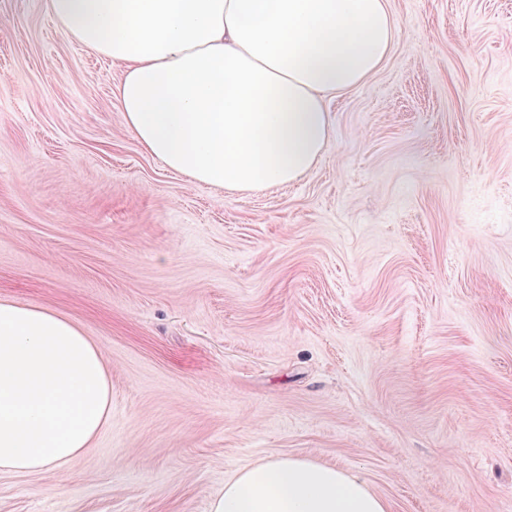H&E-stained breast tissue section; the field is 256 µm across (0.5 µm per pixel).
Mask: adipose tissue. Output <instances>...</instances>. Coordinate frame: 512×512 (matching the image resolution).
<instances>
[{"label":"adipose tissue","instance_id":"adipose-tissue-1","mask_svg":"<svg viewBox=\"0 0 512 512\" xmlns=\"http://www.w3.org/2000/svg\"><path fill=\"white\" fill-rule=\"evenodd\" d=\"M123 65L127 129L167 169L231 192L298 181L332 141L328 97L376 72L399 35L388 0H46ZM112 417L101 349L47 308L0 300V472L61 468ZM209 512H391L361 477L272 457Z\"/></svg>","mask_w":512,"mask_h":512}]
</instances>
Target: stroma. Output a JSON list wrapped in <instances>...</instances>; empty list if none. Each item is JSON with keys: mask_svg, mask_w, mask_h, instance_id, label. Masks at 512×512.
<instances>
[{"mask_svg": "<svg viewBox=\"0 0 512 512\" xmlns=\"http://www.w3.org/2000/svg\"><path fill=\"white\" fill-rule=\"evenodd\" d=\"M300 180L230 193L128 131L121 64L0 0V299L101 348L112 418L0 512H209L275 456L392 512H512V0H390Z\"/></svg>", "mask_w": 512, "mask_h": 512, "instance_id": "stroma-1", "label": "stroma"}]
</instances>
